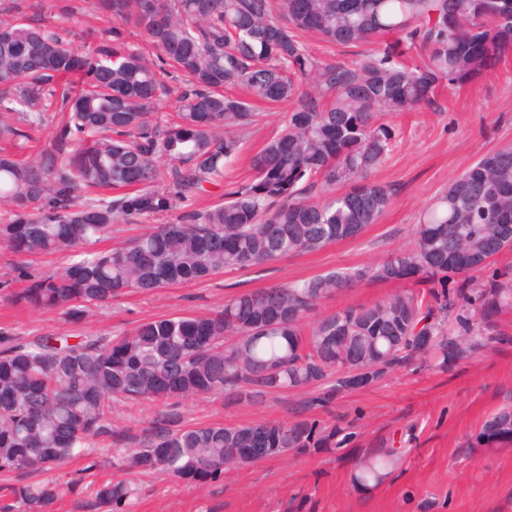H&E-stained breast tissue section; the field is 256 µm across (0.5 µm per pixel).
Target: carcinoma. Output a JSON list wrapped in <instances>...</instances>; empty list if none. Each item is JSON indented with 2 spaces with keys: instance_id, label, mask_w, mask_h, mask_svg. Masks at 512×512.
<instances>
[{
  "instance_id": "carcinoma-1",
  "label": "carcinoma",
  "mask_w": 512,
  "mask_h": 512,
  "mask_svg": "<svg viewBox=\"0 0 512 512\" xmlns=\"http://www.w3.org/2000/svg\"><path fill=\"white\" fill-rule=\"evenodd\" d=\"M306 4L281 18L274 0H93L113 25L87 53L63 25L1 23L0 246L72 260L38 275L14 265L0 275V297L77 318L129 291L353 239L394 200L389 186L369 180L397 141L385 117L433 106L442 82L466 86L512 47V0ZM130 27L159 51L156 62L130 45ZM307 32L342 46L398 35L427 60L409 64L385 49L336 64L309 50ZM172 69L185 83L177 116L164 119L156 110ZM229 84L247 97L224 93ZM254 101L294 108L253 156L250 180L121 248L93 249L118 221L163 217L223 183L257 121ZM52 103L51 143L30 160L32 132ZM413 234V248L375 265L241 292L213 313L148 320L109 339L1 333L0 512H54L61 496L88 488L97 512H128L137 493L129 480H36L100 444L124 448L112 463L119 470L195 484L223 479L227 459L253 464L247 448L342 451L356 436L352 423L317 417L336 396L416 362L444 372L491 340L490 318L512 311V281L474 278L494 245L512 251V147L484 154L451 181ZM412 278L431 287L307 320L362 281ZM295 390L304 396L289 423L184 426L173 412L137 437L110 418L117 400L254 402ZM473 446L511 448L512 408L493 413ZM399 454L388 445L368 450L353 463L352 485L376 488Z\"/></svg>"
}]
</instances>
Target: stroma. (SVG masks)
<instances>
[{
	"label": "stroma",
	"mask_w": 512,
	"mask_h": 512,
	"mask_svg": "<svg viewBox=\"0 0 512 512\" xmlns=\"http://www.w3.org/2000/svg\"><path fill=\"white\" fill-rule=\"evenodd\" d=\"M21 10H14V3ZM65 0H0V20L18 17L65 23L80 51L93 49L104 21L81 8L62 19ZM287 102L265 104L246 137L242 158L226 182L250 175L249 159L281 125ZM399 130L388 159L372 181L391 186L394 203L377 223L352 240L275 262L229 271L202 283H174L152 294L128 293L111 307L72 320L54 311L20 308L0 300V331L17 336L111 338L161 316H195L220 309L228 296L289 283L331 270L370 266L413 246L412 228L422 210L448 182L486 152L512 143V50L493 71L460 89H441L436 106L390 115ZM396 283L361 282L321 302L315 317L349 305L370 304L399 291ZM297 392L269 395L255 403L221 397L182 402L183 424L244 425L292 421ZM512 406V312L494 323L493 340L448 372L407 366L376 384L337 396L332 411L355 418L358 436L342 454L287 452L227 471L223 480L191 484L172 477L133 475L138 493L131 512H512V449L492 452L470 442L490 415ZM167 404L120 403L112 425L137 432L167 413ZM391 442L404 451L393 474L374 490L350 481L353 456Z\"/></svg>",
	"instance_id": "stroma-1"
}]
</instances>
